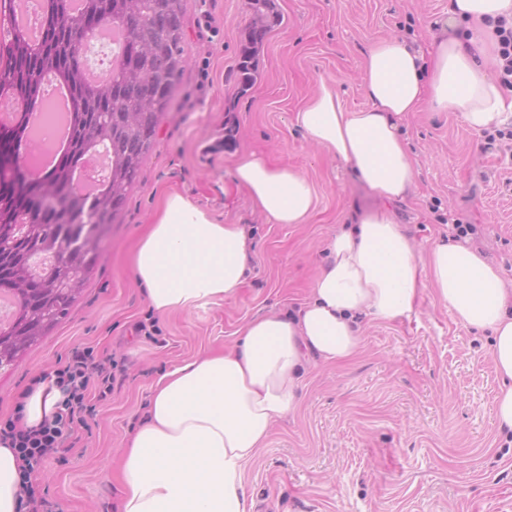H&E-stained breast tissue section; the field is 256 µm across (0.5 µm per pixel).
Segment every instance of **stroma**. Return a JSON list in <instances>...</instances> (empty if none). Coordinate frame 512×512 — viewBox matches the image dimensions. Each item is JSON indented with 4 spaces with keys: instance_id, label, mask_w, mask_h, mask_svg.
Returning a JSON list of instances; mask_svg holds the SVG:
<instances>
[{
    "instance_id": "stroma-1",
    "label": "stroma",
    "mask_w": 512,
    "mask_h": 512,
    "mask_svg": "<svg viewBox=\"0 0 512 512\" xmlns=\"http://www.w3.org/2000/svg\"><path fill=\"white\" fill-rule=\"evenodd\" d=\"M279 21L259 56L260 78L238 94L232 73L247 0H188V65L174 105L101 264L51 336L0 370V421L14 416L33 378L53 375L73 349L119 367L106 399H90L74 447L62 448L37 487L48 512H117V462L156 379L194 356L224 351L241 324L299 308L322 264L325 240L371 191L342 163L313 148L295 112L319 82L345 106L363 108L362 55L402 33L428 49L448 0H275ZM416 164L410 195L395 207L418 254L449 236L448 219L475 225L477 247L512 282V148L466 128L455 112L421 109L399 121ZM256 154L304 172L317 205L306 223L270 224L238 187L237 160ZM179 193L218 223L251 228V271L229 300L161 316L147 307L129 269L131 252L165 197ZM155 327L160 342L138 333ZM488 333L461 324L429 292L414 315L366 325L361 352L314 366L300 407L279 420L245 472L251 512H512V449L495 423L499 381Z\"/></svg>"
}]
</instances>
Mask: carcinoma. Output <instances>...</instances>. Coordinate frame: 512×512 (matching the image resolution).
Instances as JSON below:
<instances>
[{"instance_id": "cac0c4a2", "label": "carcinoma", "mask_w": 512, "mask_h": 512, "mask_svg": "<svg viewBox=\"0 0 512 512\" xmlns=\"http://www.w3.org/2000/svg\"><path fill=\"white\" fill-rule=\"evenodd\" d=\"M107 12L123 38V61L110 78L83 77L73 43L80 20ZM187 0H48L42 33L32 44L21 33L0 44V97L17 100L14 124L0 128V146H26L28 115L40 109L48 75L66 88L70 133L54 165L36 179L37 204L0 188V292L15 299V314L0 325V369L22 360L68 315L98 268L112 224L124 209L142 164L171 111L187 66ZM273 0H252L233 81L240 95L259 77L258 52L277 22ZM104 149L110 171L94 197L72 191L76 170L91 151Z\"/></svg>"}]
</instances>
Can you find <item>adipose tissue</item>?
Returning <instances> with one entry per match:
<instances>
[{"mask_svg":"<svg viewBox=\"0 0 512 512\" xmlns=\"http://www.w3.org/2000/svg\"><path fill=\"white\" fill-rule=\"evenodd\" d=\"M500 18H512V0H448L431 56L400 35L368 46L361 62L366 107L346 108L324 83L296 111L308 142L340 159L378 203L355 210L329 239L327 261L298 311L253 317L231 349L191 358L156 380L147 417L119 465L120 512H249L245 468L274 423L297 412L310 365L355 358L361 320L411 317L425 281L462 324L489 331L502 382L495 417L503 440L512 439V285L478 249L458 241L441 240L419 257L392 209L416 175L397 129L401 114L424 104L456 111L475 132L512 119V95L494 74ZM234 180L272 224L306 223L316 206L305 174L255 156L238 162ZM252 247L244 225L216 223L172 194L141 241L133 272L154 312L197 309L233 297ZM21 465L0 443V512L21 508Z\"/></svg>","mask_w":512,"mask_h":512,"instance_id":"obj_1","label":"adipose tissue"}]
</instances>
